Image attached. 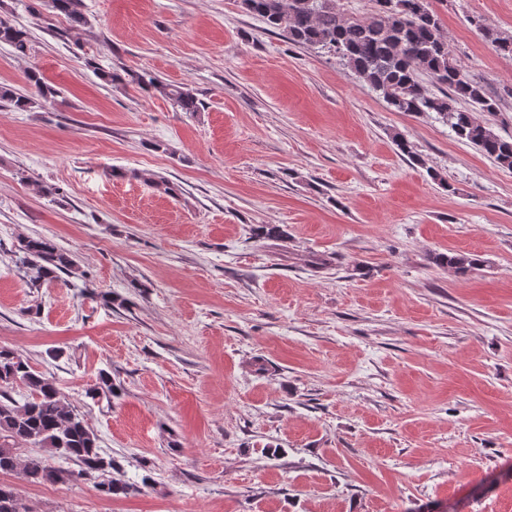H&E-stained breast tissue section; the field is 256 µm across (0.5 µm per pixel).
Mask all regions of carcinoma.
Wrapping results in <instances>:
<instances>
[{
	"mask_svg": "<svg viewBox=\"0 0 512 512\" xmlns=\"http://www.w3.org/2000/svg\"><path fill=\"white\" fill-rule=\"evenodd\" d=\"M375 10L364 19L347 17L336 10V0H241L249 13L262 18L290 43L327 51L340 58L365 87L377 93L395 112H433L448 122L456 136L512 170V138L492 130L489 118L499 111V100L471 79L452 57L441 35V24L430 0H375ZM43 5L65 18L70 28L88 25L82 0H43ZM483 37L498 50L512 53V38L478 26ZM30 33L0 17V43L19 56L30 49ZM113 84H134L154 89L181 112H199L202 102L184 86H173L146 72L131 69L101 73ZM31 92L18 93L0 85V103L14 112H29L39 102L59 94L55 85L31 70L26 76ZM16 263L31 271V282H53L74 268L72 257L44 237H21L15 245ZM443 264L465 275L483 260L465 252L441 257ZM24 390L22 401L0 396V474H18L32 485L65 484L94 476L104 477L98 490L108 497H128L153 482L151 474L141 483L114 474L122 465L101 452L97 437L53 376L35 370L14 350L0 346V388ZM115 387L107 372L87 395H113ZM35 446L44 454L31 455ZM73 462L75 469L65 467ZM0 512H29L12 484L0 482Z\"/></svg>",
	"mask_w": 512,
	"mask_h": 512,
	"instance_id": "obj_1",
	"label": "carcinoma"
}]
</instances>
